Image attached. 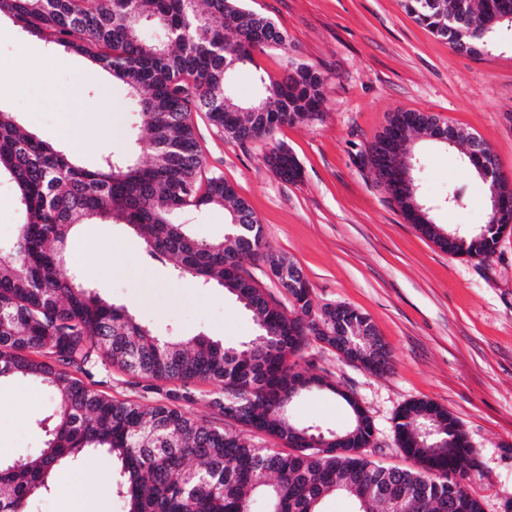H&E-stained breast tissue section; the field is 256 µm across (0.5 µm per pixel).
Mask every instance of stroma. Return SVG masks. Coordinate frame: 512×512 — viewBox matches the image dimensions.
<instances>
[{
	"label": "stroma",
	"mask_w": 512,
	"mask_h": 512,
	"mask_svg": "<svg viewBox=\"0 0 512 512\" xmlns=\"http://www.w3.org/2000/svg\"><path fill=\"white\" fill-rule=\"evenodd\" d=\"M288 35V46L256 54L238 68L234 96H258L255 75L279 79L308 64L326 78L320 118L278 129L245 144L226 138L204 113L193 116L207 171L224 176L263 225L270 249L302 269L318 305L346 304L366 312L392 356L390 372L372 373L322 344L309 342L297 362L328 372L352 393L374 423L373 460L407 461L397 447L394 417L414 399L448 408L477 449L482 477L474 485L484 512H505L512 497V235L478 262L440 250L409 224L366 160L392 113L426 112L442 124L488 143L512 186V26L503 25L480 54L454 50L418 25L400 0H243ZM45 60L44 80L16 69L0 81V109L15 113L28 132L66 146L85 167L130 150L141 130L125 88L103 65L74 53L51 55L42 42L0 17V57ZM284 144L302 167L298 181L275 175L264 161ZM419 194L434 223L463 229L485 224L489 186L457 151L421 141ZM467 204L449 208V189ZM74 267L95 293L125 306L153 335L205 334L228 345L256 336V326L222 288L173 278L148 263L139 239L120 222L81 225ZM51 409L44 391L18 381L0 384V458L39 448L37 426ZM300 424L333 429L347 422L338 394L314 390L289 409ZM112 461L94 455L77 474L59 476V489L36 498L32 512H64L62 489L84 485L96 512H121L113 494Z\"/></svg>",
	"instance_id": "obj_1"
}]
</instances>
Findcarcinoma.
Masks as SVG:
<instances>
[{"label": "carcinoma", "instance_id": "obj_1", "mask_svg": "<svg viewBox=\"0 0 512 512\" xmlns=\"http://www.w3.org/2000/svg\"><path fill=\"white\" fill-rule=\"evenodd\" d=\"M0 0V15L52 49L89 57L112 72L131 95L144 136L134 149L112 154L91 170L62 146L27 134L15 115L0 109V178L11 182L24 221L12 243L0 247V383L26 380L44 387L59 409L44 417L41 446L24 458L0 460V512H30L36 496L51 493L58 474L102 451L119 463L112 490L122 512H241L261 500L267 512H322L337 495L356 512H391L385 485L407 490L403 512H450L448 488L463 486V512H484L472 489L480 474L477 451L456 418L436 402L412 400L395 416L398 448L415 468H386L371 459L374 429L357 400L338 392L328 375L300 370L291 358L312 339L336 350L357 341L370 318L346 305H318L300 267L266 251L265 234L249 205L221 174L205 173L192 113L230 139L271 136L282 126L322 112L325 78L306 64L282 80L258 76L262 97L239 103L229 90L233 72L254 54L287 47L271 19L242 0ZM405 12L450 45L485 41L488 26L512 0H403ZM161 38L146 36L145 28ZM235 40L226 39V32ZM424 112H396L385 128L405 144L423 135ZM149 156L141 163L136 153ZM267 165L294 182L302 170L284 146ZM368 161L385 177L396 157L377 145ZM224 207L227 229L200 240L186 212ZM117 220L142 240L151 263L173 262V278L223 288L254 316L256 340L226 345L204 334L159 339L125 307L101 298L76 276L74 229ZM512 224L494 214L480 227L452 238L433 225L415 228L453 256L481 262L493 257ZM263 260L281 280L292 270L301 288H288L284 307L257 286L246 265ZM349 328L350 338L336 323ZM108 363L142 390L139 400L112 398L98 389L94 370ZM311 381L339 394L349 408L346 443L328 444L332 430L288 418L291 384ZM201 383H211L212 419L184 411ZM264 433L289 451L243 436Z\"/></svg>", "mask_w": 512, "mask_h": 512}]
</instances>
